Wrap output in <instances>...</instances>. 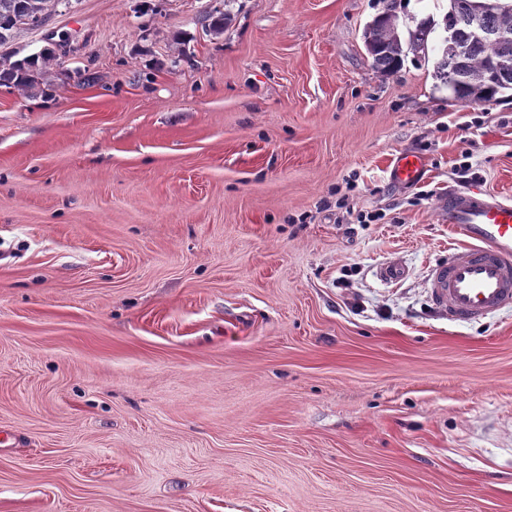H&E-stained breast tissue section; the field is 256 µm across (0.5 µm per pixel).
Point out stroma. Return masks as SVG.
<instances>
[{
  "label": "stroma",
  "instance_id": "stroma-1",
  "mask_svg": "<svg viewBox=\"0 0 512 512\" xmlns=\"http://www.w3.org/2000/svg\"><path fill=\"white\" fill-rule=\"evenodd\" d=\"M373 5L59 0L7 43L71 37L0 87V512H512V308L426 288L439 201H512V103L377 72ZM426 171L424 159L414 152H404L397 155L391 163L393 181L401 186L416 184Z\"/></svg>",
  "mask_w": 512,
  "mask_h": 512
}]
</instances>
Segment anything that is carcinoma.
<instances>
[{"mask_svg": "<svg viewBox=\"0 0 512 512\" xmlns=\"http://www.w3.org/2000/svg\"><path fill=\"white\" fill-rule=\"evenodd\" d=\"M52 0H0V47L21 28L42 26ZM377 13L366 25L363 38L372 66L390 75L404 67L408 54L433 49L437 54L434 78L438 86L451 89L456 101L465 104L512 101V0H482L481 22L492 37L477 39L472 32L474 0H448V10L437 22L431 17L400 30L402 0H375ZM230 13L215 17L208 13L198 19L203 32L219 35ZM454 50H448V44ZM56 60L54 51L16 57L0 53V87L27 88L44 75Z\"/></svg>", "mask_w": 512, "mask_h": 512, "instance_id": "1", "label": "carcinoma"}]
</instances>
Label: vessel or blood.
<instances>
[{"mask_svg": "<svg viewBox=\"0 0 512 512\" xmlns=\"http://www.w3.org/2000/svg\"><path fill=\"white\" fill-rule=\"evenodd\" d=\"M426 171L414 152L397 155L391 176L401 186L416 184ZM450 230L463 240L431 266L428 300L452 323H475L512 307V203L480 189L449 192Z\"/></svg>", "mask_w": 512, "mask_h": 512, "instance_id": "1", "label": "vessel or blood"}]
</instances>
